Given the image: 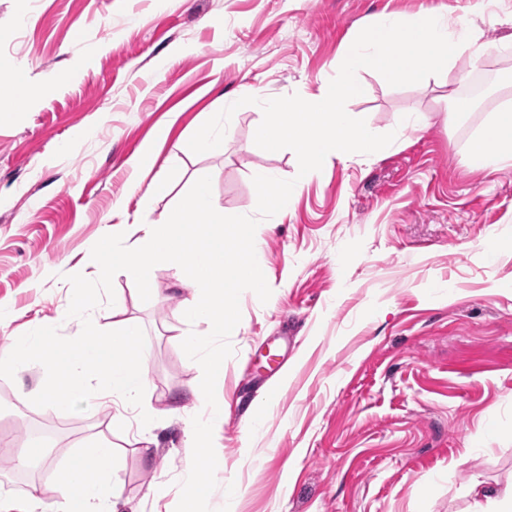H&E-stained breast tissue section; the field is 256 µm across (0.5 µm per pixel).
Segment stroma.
Listing matches in <instances>:
<instances>
[{"mask_svg":"<svg viewBox=\"0 0 512 512\" xmlns=\"http://www.w3.org/2000/svg\"><path fill=\"white\" fill-rule=\"evenodd\" d=\"M487 0H0V83L25 73L23 105L0 112V348L55 317L66 277L113 223L146 224L201 176L214 204L252 214L253 173L289 180L295 153L255 146L256 105L235 113L222 145L188 142L237 99L320 93L345 44L381 14L432 11L480 23L490 55L462 79L390 86L362 72L347 104L377 133L405 112L430 124L367 162L332 160L288 214L261 221L255 247L272 290L240 297L224 395L223 457L212 512H474L468 486L512 485V162L479 169L468 146L489 116L512 107V46L483 22ZM484 80L472 108L447 122L448 91ZM154 173L175 192L129 187V162L158 128ZM153 268L151 298L113 279L125 316L145 335L146 397L160 415L136 443L116 437L113 473L136 512H156L160 481L178 503L185 478L189 389L202 374L181 349L179 307L192 283ZM277 344L281 371L258 373L255 351ZM43 376L0 377V496L38 488L55 501L57 469L111 411L68 413L31 402ZM54 449V467L15 463L19 449Z\"/></svg>","mask_w":512,"mask_h":512,"instance_id":"35a3bbf8","label":"stroma"}]
</instances>
